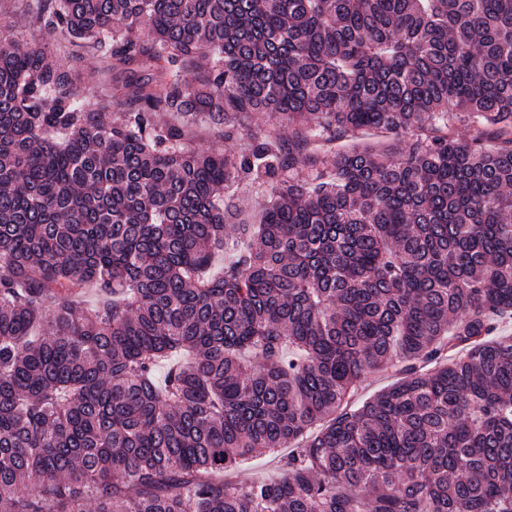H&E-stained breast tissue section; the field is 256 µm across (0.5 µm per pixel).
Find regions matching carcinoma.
<instances>
[{"mask_svg":"<svg viewBox=\"0 0 512 512\" xmlns=\"http://www.w3.org/2000/svg\"><path fill=\"white\" fill-rule=\"evenodd\" d=\"M30 23H0V512H512V0H35ZM248 112L272 123L244 148L184 147V118L229 140ZM281 448L279 478L224 479Z\"/></svg>","mask_w":512,"mask_h":512,"instance_id":"cac0c4a2","label":"carcinoma"}]
</instances>
